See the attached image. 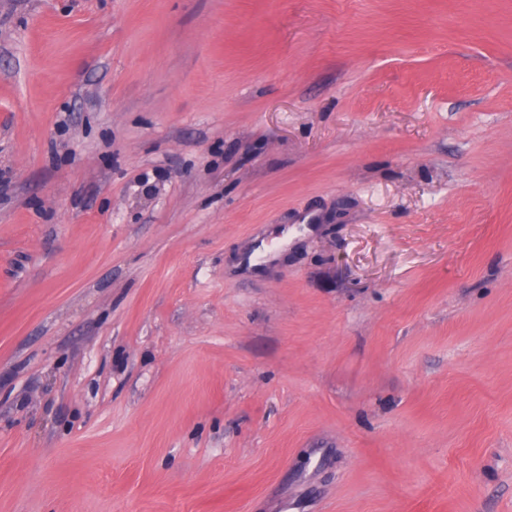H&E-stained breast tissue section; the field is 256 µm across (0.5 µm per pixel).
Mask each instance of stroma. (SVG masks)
Returning <instances> with one entry per match:
<instances>
[{
    "label": "stroma",
    "mask_w": 512,
    "mask_h": 512,
    "mask_svg": "<svg viewBox=\"0 0 512 512\" xmlns=\"http://www.w3.org/2000/svg\"><path fill=\"white\" fill-rule=\"evenodd\" d=\"M0 512H512V0H0Z\"/></svg>",
    "instance_id": "stroma-1"
}]
</instances>
